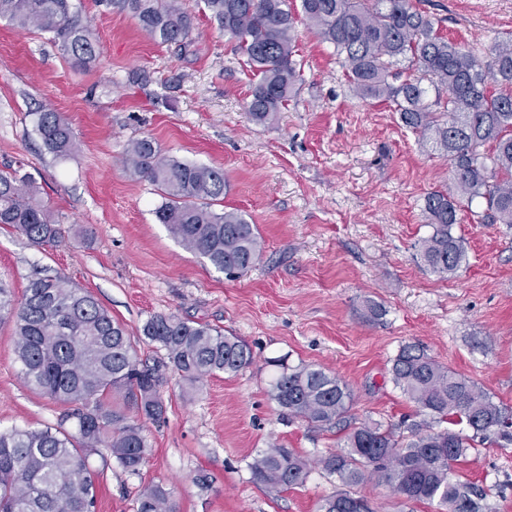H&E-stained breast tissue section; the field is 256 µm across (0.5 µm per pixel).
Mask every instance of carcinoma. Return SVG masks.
Wrapping results in <instances>:
<instances>
[{"label": "carcinoma", "mask_w": 512, "mask_h": 512, "mask_svg": "<svg viewBox=\"0 0 512 512\" xmlns=\"http://www.w3.org/2000/svg\"><path fill=\"white\" fill-rule=\"evenodd\" d=\"M204 13L253 68L247 112L265 124L297 93L298 71L288 0H202ZM137 21L160 44L188 46L194 16L182 0H101ZM297 13L333 45L351 90L363 99L394 105L403 126L433 143L453 168L455 192L424 198L430 232L417 245L420 260L443 278L467 263L463 239L453 233L462 203L480 198L482 220L512 225V37L499 38L481 57L435 30L410 0H299ZM0 20L19 32L50 36L71 69L86 71L100 54L95 31L72 11L70 0H0ZM436 94L427 100L428 87ZM34 130L57 158L78 144L69 123L50 107L34 113ZM123 164L136 180L148 181L161 198L156 221L186 250L232 276L261 259L263 241L237 209L226 210L224 170L179 160L143 137L127 145ZM0 226L34 245L63 237L61 222L37 197L31 179L17 169L0 170ZM14 323V354L24 382L70 406L61 427L0 431V512H95L97 473L89 459L106 449L122 471L137 475L150 452L142 427L114 405L119 398L142 419L159 423L166 405L160 395L167 371L191 390L220 373L235 375L253 363L249 347L208 324L174 314L152 316L139 336L127 333L87 290L48 269L33 271L21 299L0 281V319ZM162 351L148 364L136 346ZM275 368L270 398L288 414L318 427L338 424L353 404L347 384L309 364L265 361ZM394 385L416 407L420 420L385 425L365 419L348 425L340 448L310 461L292 448L271 443L256 451L251 481L279 494L303 485L317 466L341 489L322 499L319 512H372L352 491L374 476L406 503L435 504L444 512H488L487 494L455 476L453 464L467 459L480 439L512 442V408L484 388L438 362L415 344L391 360ZM467 424L472 438L435 426ZM134 512H177L172 492L146 486Z\"/></svg>", "instance_id": "cac0c4a2"}]
</instances>
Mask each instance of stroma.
Returning a JSON list of instances; mask_svg holds the SVG:
<instances>
[{"label": "stroma", "mask_w": 512, "mask_h": 512, "mask_svg": "<svg viewBox=\"0 0 512 512\" xmlns=\"http://www.w3.org/2000/svg\"><path fill=\"white\" fill-rule=\"evenodd\" d=\"M182 3L196 29L181 49L155 43L95 0H72L100 42L81 75L47 36L0 21V169L31 176L65 230L60 243L36 246L0 228V279L19 296L27 276L46 268L90 291L130 335L151 316L175 314L252 350L248 368L189 394L167 377L165 420L142 424L145 465L137 475L106 469L96 512H133L153 482L172 491L177 512H318L337 487L320 469L276 496L250 479L248 462L270 442L312 459L342 444L339 429L289 417L270 399L266 359L324 368L351 389L357 419L397 423L415 408L389 368L400 347L417 344L512 406V227L478 223L473 203L456 226L466 265L449 279L429 271L415 245L429 232L425 196L453 186L448 159L389 103L354 95L333 47L302 21L294 25L297 96L273 123L252 121L245 57L200 0ZM410 3L481 56L512 35V0ZM44 104L75 133L69 158H53L34 131L32 114ZM144 136L166 155L223 169L225 206L242 211L265 244L252 270L225 277L158 224L160 197L123 165L129 141ZM368 300L383 307L378 320L364 317ZM14 341L12 322L0 321V430L60 424L65 405L24 384ZM456 470L486 490L491 512H512V444L481 445ZM356 492L374 512H438L402 504L378 477Z\"/></svg>", "instance_id": "stroma-1"}]
</instances>
